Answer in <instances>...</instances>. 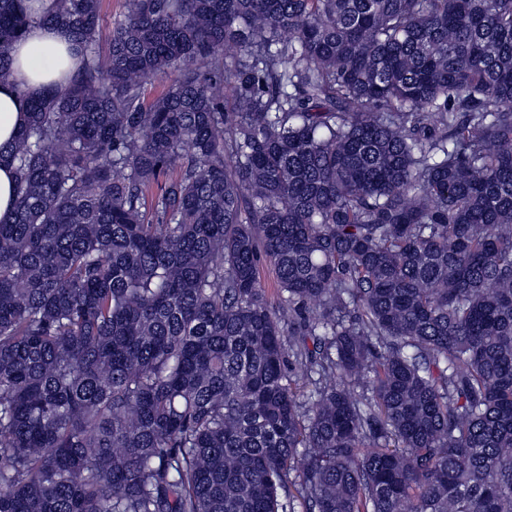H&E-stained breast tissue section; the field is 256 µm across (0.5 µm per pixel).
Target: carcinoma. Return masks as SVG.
Masks as SVG:
<instances>
[{
	"label": "carcinoma",
	"mask_w": 512,
	"mask_h": 512,
	"mask_svg": "<svg viewBox=\"0 0 512 512\" xmlns=\"http://www.w3.org/2000/svg\"><path fill=\"white\" fill-rule=\"evenodd\" d=\"M24 2L0 512H512V0ZM124 0H102L100 22V46L108 47L112 30L124 13ZM76 48L64 28L38 23L14 44L13 81L0 85V145L11 143L25 124L28 96L67 84L78 61Z\"/></svg>",
	"instance_id": "cac0c4a2"
}]
</instances>
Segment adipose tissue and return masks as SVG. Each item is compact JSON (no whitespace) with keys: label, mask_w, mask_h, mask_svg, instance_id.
Instances as JSON below:
<instances>
[{"label":"adipose tissue","mask_w":512,"mask_h":512,"mask_svg":"<svg viewBox=\"0 0 512 512\" xmlns=\"http://www.w3.org/2000/svg\"><path fill=\"white\" fill-rule=\"evenodd\" d=\"M13 81L0 85V145L13 141L26 119L28 96L62 87L77 63L76 45L64 28L38 21L12 49Z\"/></svg>","instance_id":"obj_1"}]
</instances>
